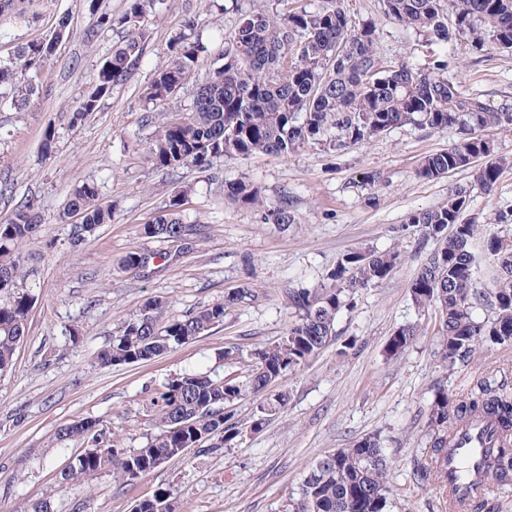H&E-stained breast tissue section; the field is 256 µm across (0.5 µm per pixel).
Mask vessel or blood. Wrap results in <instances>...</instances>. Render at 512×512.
I'll return each mask as SVG.
<instances>
[{
	"instance_id": "1",
	"label": "vessel or blood",
	"mask_w": 512,
	"mask_h": 512,
	"mask_svg": "<svg viewBox=\"0 0 512 512\" xmlns=\"http://www.w3.org/2000/svg\"><path fill=\"white\" fill-rule=\"evenodd\" d=\"M490 445L484 424L472 423L461 427L448 451V493L456 501H469L477 490L476 477H465L466 466L478 465Z\"/></svg>"
}]
</instances>
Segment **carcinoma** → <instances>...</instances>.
Here are the masks:
<instances>
[{
    "instance_id": "1",
    "label": "carcinoma",
    "mask_w": 512,
    "mask_h": 512,
    "mask_svg": "<svg viewBox=\"0 0 512 512\" xmlns=\"http://www.w3.org/2000/svg\"><path fill=\"white\" fill-rule=\"evenodd\" d=\"M153 5L154 0H127L122 16L100 17L102 27H123L125 39L80 96L71 117L73 124H81L97 111L113 87L140 63L148 46L147 17ZM382 10L385 18L441 42L458 35L487 56L498 50L512 51V0H382ZM193 27L189 20L184 31L172 37L171 59L144 88L146 99L164 102L173 98L176 89L183 88L193 75L198 58V46L188 37ZM377 41V23L352 26L343 0H323L314 10L300 5L276 15L261 8L243 12L224 47L223 63L196 83L189 116L162 123L148 151L163 169L193 164L209 171L224 161L285 155L324 142L339 152L412 122L458 134L448 149L421 160L418 177L434 180L470 168L474 184L488 194L493 192L508 160L499 155L494 139L476 131L511 132L512 101L493 102L462 90L441 64L427 69L403 63L388 66L381 61ZM53 51L52 41L33 42L18 50L20 65L0 66V85L13 88L15 106H27L36 95L34 75ZM333 128L337 136L329 140ZM224 192L241 204L260 203L259 189L245 181L224 185ZM467 205L466 192L459 191L448 196L446 204L413 212L406 221L423 237L439 241L411 282L409 293L415 308H432L439 314L438 357L447 369L467 363L483 345L512 343V237L486 233L480 251H475L479 225L477 217H463ZM182 206L183 195L174 196L166 213L143 226L144 234L169 244L186 235L191 240L188 251H193L203 232L201 225L183 222ZM68 213L81 215V223L71 227L76 246L99 225L112 221V208L99 203L97 188L87 183L71 193ZM40 224V216L29 206L17 208L8 223L0 224V288L9 287L19 276L15 248L32 241ZM450 224L455 232L448 235ZM156 257L164 259L167 254L133 252L126 256L124 267L135 273L149 271ZM484 260L491 269L485 283L475 276L477 265ZM400 262L396 251H350L330 272L329 285L286 291L285 304L295 314L286 334L250 351L251 364L242 380L188 372L163 383L150 399L156 411L155 432L141 448L126 453L114 444L100 446L95 439L96 420L65 425L61 439L87 440L90 445L62 472V483L75 486L106 469L119 481H135L199 446L200 432L208 435L210 448L230 443L239 429L228 407L249 395L270 391L272 382L336 340L339 312L358 292L387 279ZM254 298V292L242 290L224 297L222 303L204 305L163 325L167 302L150 297L122 325L112 343L97 352V362L107 368L148 360L206 334L224 323L227 308ZM478 302L489 307L493 316L476 319ZM29 312L30 301L25 296L0 306V375L15 365L16 350L28 331ZM416 335L413 325L399 328L388 340L387 354L401 355ZM507 386L505 380L480 379L459 400L449 397L442 384L433 388L426 423L429 448L417 467L421 482L445 483L448 438L476 417L490 419L502 434L501 444L491 449L483 465V485L489 491L512 480V396ZM388 468L379 440L365 436L308 470L292 512H387ZM140 512H178V503L160 489L141 500Z\"/></svg>"
}]
</instances>
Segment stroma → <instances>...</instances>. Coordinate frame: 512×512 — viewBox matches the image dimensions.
<instances>
[{
	"label": "stroma",
	"mask_w": 512,
	"mask_h": 512,
	"mask_svg": "<svg viewBox=\"0 0 512 512\" xmlns=\"http://www.w3.org/2000/svg\"><path fill=\"white\" fill-rule=\"evenodd\" d=\"M345 5L355 24L377 21L385 63L421 68L438 57L464 91L495 102L512 97V52L484 57L462 38L445 45L427 41L384 19L380 0ZM259 7L286 9L284 0H219L213 8L206 0H163L150 17L149 44L137 68L78 126L71 117L80 96L125 35L117 26L100 27L99 17L120 16L125 0H21L17 10L0 13V63L14 60L20 45L57 42L38 72L39 95L29 107L15 108L9 87H0V224L24 204L42 218L36 238L17 249L20 277L0 290L2 305L22 295L31 301L16 363L0 376V512H34L42 501L48 512H131L160 488L181 512H289L310 466L366 436L379 439L390 461V512H448L442 491L416 477L428 446L432 388L443 380L449 395L462 398L479 378L512 381V345L483 348L468 364L443 368L436 315L418 312L409 295L436 243L422 241L405 222L410 212L439 207L460 190L469 195V214L488 222L512 207V168L503 170L490 195L474 186L467 169L418 178L420 160L447 149L455 135L411 124L339 153L310 145L285 156L229 161L210 173L191 164L172 172L158 168L150 140L160 123L183 116L191 103L188 85L162 106L143 94L168 64L172 36L185 20H196L201 52L193 77L199 81L217 67L239 13ZM63 17L70 33L60 38ZM48 132L54 135L49 155L42 149ZM364 172L378 174V182L362 184ZM235 180L258 187L262 206L225 198V182ZM85 182L97 185L112 221L76 247L70 242L75 219L66 210L70 193ZM179 193L183 219L204 227L198 248L147 277L125 270L128 253L159 250L143 226ZM371 194L377 205L367 204ZM283 202L295 218L287 227L266 217ZM357 249L395 250L401 262L341 310L337 341L275 384L288 400L262 428L254 426L262 399L252 395L232 408L240 434L229 445L189 449L131 484L102 470L79 487L61 486V471L84 447L58 441L61 426L94 419L104 444L127 452L144 446L153 431L149 400L163 383L192 371L241 375L252 349L285 335V290L327 285L337 261ZM241 288L258 292V299L228 309L223 324L200 338L147 361L96 364L97 351L148 297H164L163 318L173 321ZM409 324L418 330L414 342L389 357L390 336ZM345 340L355 346L343 356ZM231 347L238 359H222Z\"/></svg>",
	"instance_id": "obj_1"
}]
</instances>
